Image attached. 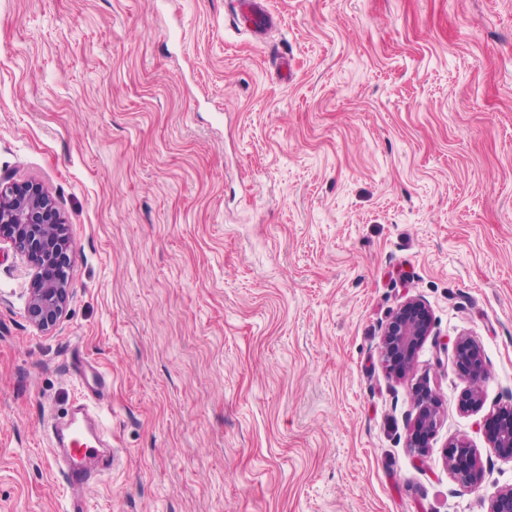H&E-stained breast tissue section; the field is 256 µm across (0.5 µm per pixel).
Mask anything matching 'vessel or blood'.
Returning <instances> with one entry per match:
<instances>
[{
    "instance_id": "b4317fda",
    "label": "vessel or blood",
    "mask_w": 512,
    "mask_h": 512,
    "mask_svg": "<svg viewBox=\"0 0 512 512\" xmlns=\"http://www.w3.org/2000/svg\"><path fill=\"white\" fill-rule=\"evenodd\" d=\"M236 21L253 29L266 28L268 18L259 0H231ZM104 398L76 399L62 417L50 418V446L64 467L65 512H87L90 495L112 467V437L103 427Z\"/></svg>"
}]
</instances>
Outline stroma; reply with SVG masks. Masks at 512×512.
<instances>
[{
  "instance_id": "35a3bbf8",
  "label": "stroma",
  "mask_w": 512,
  "mask_h": 512,
  "mask_svg": "<svg viewBox=\"0 0 512 512\" xmlns=\"http://www.w3.org/2000/svg\"><path fill=\"white\" fill-rule=\"evenodd\" d=\"M267 7L258 39L224 0H0V176L71 235L47 333L0 256V512H60L45 425L80 362L116 456L88 512H486L512 487L484 438L512 403V0ZM410 298L433 329L399 380L380 327ZM454 438L480 486L452 480ZM455 354L470 383L463 394L461 408L465 412H479L484 405V400L477 384L486 370L481 349L470 338L461 337L457 340ZM412 391L416 397V414L410 429L408 446L413 448L417 455H423L427 439L437 426L438 401L432 390L424 383L416 382ZM479 458L478 448L464 440H452L447 444L446 464L453 479L463 487H476L483 483L485 472Z\"/></svg>"
}]
</instances>
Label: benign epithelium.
I'll use <instances>...</instances> for the list:
<instances>
[{"label": "benign epithelium", "instance_id": "7a95c632", "mask_svg": "<svg viewBox=\"0 0 512 512\" xmlns=\"http://www.w3.org/2000/svg\"><path fill=\"white\" fill-rule=\"evenodd\" d=\"M70 242L69 225L63 222L54 199L41 184H6L0 179V243L9 245L25 260L30 272L26 311L33 325L43 332L55 328L67 311L69 262L56 245ZM431 322L429 307L418 298H409L381 326V360L390 375L402 378L411 370L417 349L430 336ZM455 354L469 381L461 408L477 413L484 405L478 389L485 373L481 349L470 338L461 337ZM412 391L416 414L408 446L421 455L437 426L438 401L424 383H415ZM496 416L501 424L486 433L487 444L496 450L512 448V404L499 408ZM446 464L453 479L464 487H476L484 481L478 449L464 440L447 444ZM487 512H512V488L496 491L489 499Z\"/></svg>", "mask_w": 512, "mask_h": 512}]
</instances>
